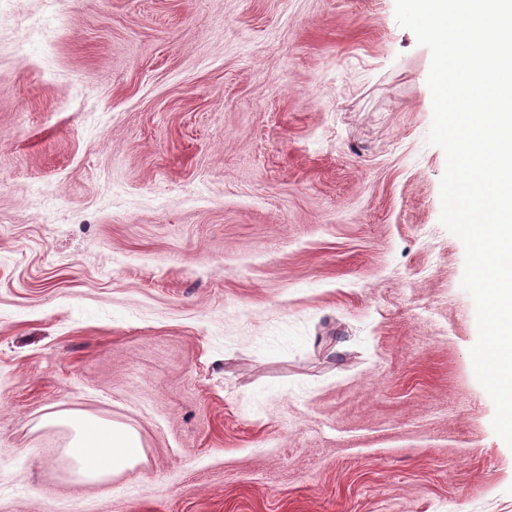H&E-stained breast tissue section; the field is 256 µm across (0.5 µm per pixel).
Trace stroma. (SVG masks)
<instances>
[{"label":"stroma","instance_id":"obj_1","mask_svg":"<svg viewBox=\"0 0 512 512\" xmlns=\"http://www.w3.org/2000/svg\"><path fill=\"white\" fill-rule=\"evenodd\" d=\"M430 63L395 0H0V512H512ZM40 424L69 430L63 451L73 463V475L82 482H110L145 460L140 435L124 424L68 411L47 413Z\"/></svg>","mask_w":512,"mask_h":512}]
</instances>
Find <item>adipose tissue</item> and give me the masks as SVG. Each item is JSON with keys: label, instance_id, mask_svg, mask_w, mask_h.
<instances>
[{"label": "adipose tissue", "instance_id": "obj_1", "mask_svg": "<svg viewBox=\"0 0 512 512\" xmlns=\"http://www.w3.org/2000/svg\"><path fill=\"white\" fill-rule=\"evenodd\" d=\"M40 424L69 430L64 454L73 463L74 476L82 482H109L145 459L140 435L124 424L68 411L45 414Z\"/></svg>", "mask_w": 512, "mask_h": 512}]
</instances>
